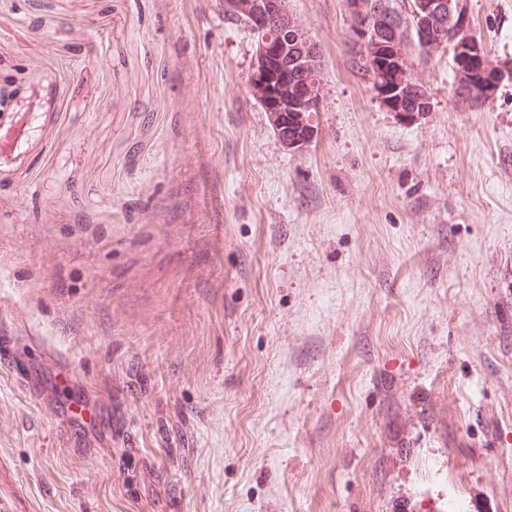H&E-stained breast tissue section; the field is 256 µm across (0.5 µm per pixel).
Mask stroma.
<instances>
[{
    "label": "stroma",
    "instance_id": "obj_1",
    "mask_svg": "<svg viewBox=\"0 0 512 512\" xmlns=\"http://www.w3.org/2000/svg\"><path fill=\"white\" fill-rule=\"evenodd\" d=\"M512 71V0H463ZM298 149L220 0H0V512H512V80L390 111L345 0Z\"/></svg>",
    "mask_w": 512,
    "mask_h": 512
}]
</instances>
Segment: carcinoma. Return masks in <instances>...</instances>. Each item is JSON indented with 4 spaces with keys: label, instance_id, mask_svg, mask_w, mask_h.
I'll return each mask as SVG.
<instances>
[{
    "label": "carcinoma",
    "instance_id": "cac0c4a2",
    "mask_svg": "<svg viewBox=\"0 0 512 512\" xmlns=\"http://www.w3.org/2000/svg\"><path fill=\"white\" fill-rule=\"evenodd\" d=\"M273 11L267 14L266 32L272 36L281 34L282 26H288L286 39L288 63L295 70L296 80L284 86L269 80L253 86L259 97L275 93L281 98H292L301 87L313 99L320 97V56L314 44L299 33L295 21L288 15L284 0H272ZM349 13V51L353 62L363 71L370 84L376 83L379 72L389 73L388 86L393 88V108L413 111L429 103L427 91L417 83L413 74L411 55L423 57L450 46V38L457 31L449 25L448 17L461 16L465 11L460 0H409V8L396 9L391 0H346ZM268 10L265 0H238V18L251 21ZM364 29L359 36L357 28ZM454 71L452 96L455 101L470 108L482 106L499 84L489 79H478L474 73L475 60L460 61L451 57ZM314 125L307 118L288 115V124L278 131L279 138H288V145L313 135Z\"/></svg>",
    "mask_w": 512,
    "mask_h": 512
}]
</instances>
